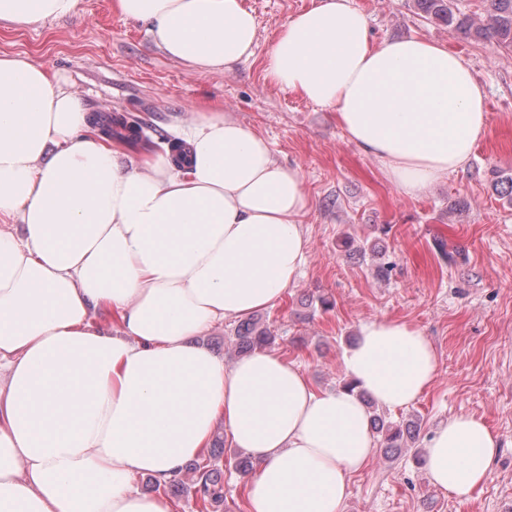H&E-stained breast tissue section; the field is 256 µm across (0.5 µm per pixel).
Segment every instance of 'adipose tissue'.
<instances>
[{
	"label": "adipose tissue",
	"instance_id": "ef3b65f1",
	"mask_svg": "<svg viewBox=\"0 0 512 512\" xmlns=\"http://www.w3.org/2000/svg\"><path fill=\"white\" fill-rule=\"evenodd\" d=\"M77 0H0V25L73 14ZM121 18L189 67L227 73L254 52L243 0H115ZM268 78L335 110L405 195L464 168L486 129L468 62L424 38L374 44L352 0L282 24ZM183 163L123 160L67 81L0 55V512H170L140 493L210 447L216 426L251 457L247 512H342L376 445L368 393L414 403L438 375L424 332L364 322L342 357L353 389L321 391L261 350L225 364L198 338L273 306L309 241L299 169L220 108L194 112ZM112 310L120 326L92 318ZM499 436L457 414L431 435L432 484L467 498Z\"/></svg>",
	"mask_w": 512,
	"mask_h": 512
}]
</instances>
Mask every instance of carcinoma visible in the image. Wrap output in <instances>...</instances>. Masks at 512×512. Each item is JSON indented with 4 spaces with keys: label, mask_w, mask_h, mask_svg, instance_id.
<instances>
[{
    "label": "carcinoma",
    "mask_w": 512,
    "mask_h": 512,
    "mask_svg": "<svg viewBox=\"0 0 512 512\" xmlns=\"http://www.w3.org/2000/svg\"><path fill=\"white\" fill-rule=\"evenodd\" d=\"M418 9L427 17L448 26L452 33L478 41H489L501 48H512V0H487L489 7L478 22L468 16H459L454 0H416ZM92 126L108 140L125 142L136 151H151L156 143L143 137L141 131L122 116L97 115ZM236 352L246 355L257 349L269 347L275 341L272 331L264 324L243 321L235 332ZM375 433L384 435L383 454L401 447L404 438L416 442L418 423L409 421L405 427L395 426L378 414L371 417ZM224 440L215 437L207 454L187 464L182 473L168 484L159 486L150 482L151 488L164 492L190 495L199 512L224 510Z\"/></svg>",
    "instance_id": "carcinoma-1"
}]
</instances>
